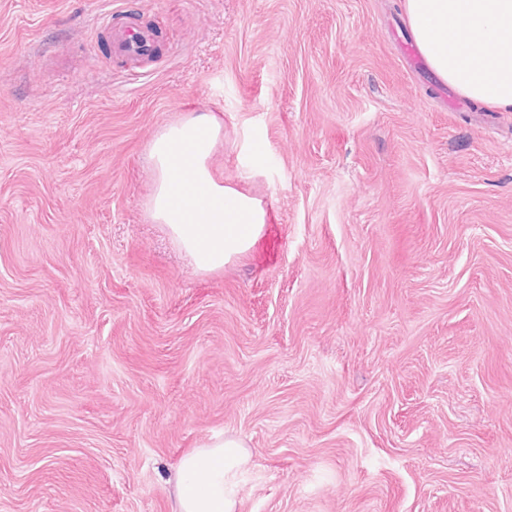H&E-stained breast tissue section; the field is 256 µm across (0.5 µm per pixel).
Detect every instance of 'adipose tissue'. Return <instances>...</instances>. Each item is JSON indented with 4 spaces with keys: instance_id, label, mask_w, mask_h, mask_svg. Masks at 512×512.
Instances as JSON below:
<instances>
[{
    "instance_id": "1",
    "label": "adipose tissue",
    "mask_w": 512,
    "mask_h": 512,
    "mask_svg": "<svg viewBox=\"0 0 512 512\" xmlns=\"http://www.w3.org/2000/svg\"><path fill=\"white\" fill-rule=\"evenodd\" d=\"M402 8L420 54L442 83L463 98L512 111V0H402ZM222 137L214 113L189 112L161 127L148 148V215L202 273L246 253L266 224L259 199L216 175L212 158ZM249 462V450L233 436L186 454L173 478V512H235Z\"/></svg>"
}]
</instances>
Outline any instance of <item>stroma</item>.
I'll return each mask as SVG.
<instances>
[{
    "instance_id": "stroma-1",
    "label": "stroma",
    "mask_w": 512,
    "mask_h": 512,
    "mask_svg": "<svg viewBox=\"0 0 512 512\" xmlns=\"http://www.w3.org/2000/svg\"><path fill=\"white\" fill-rule=\"evenodd\" d=\"M411 40L402 0H0V512H173L218 436L236 512H512V112ZM201 108L268 213L214 273L145 208ZM113 13H107L101 21V28L107 31L112 53L124 57L132 70L141 67L143 61L153 56L154 34L146 27H114Z\"/></svg>"
}]
</instances>
